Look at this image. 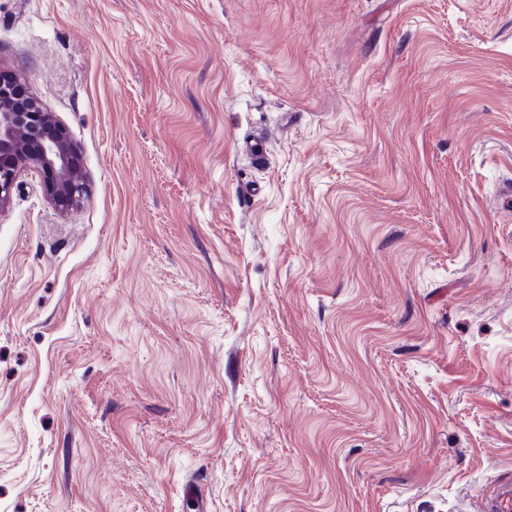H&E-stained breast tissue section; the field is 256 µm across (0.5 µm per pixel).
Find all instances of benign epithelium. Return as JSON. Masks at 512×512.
Here are the masks:
<instances>
[{
  "label": "benign epithelium",
  "instance_id": "obj_1",
  "mask_svg": "<svg viewBox=\"0 0 512 512\" xmlns=\"http://www.w3.org/2000/svg\"><path fill=\"white\" fill-rule=\"evenodd\" d=\"M35 172L49 201L59 207L80 197L86 174L64 125L32 94L14 98L0 90V213L20 177Z\"/></svg>",
  "mask_w": 512,
  "mask_h": 512
}]
</instances>
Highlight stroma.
<instances>
[{
    "label": "stroma",
    "instance_id": "stroma-1",
    "mask_svg": "<svg viewBox=\"0 0 512 512\" xmlns=\"http://www.w3.org/2000/svg\"><path fill=\"white\" fill-rule=\"evenodd\" d=\"M4 75L86 188L0 214V512L512 480V0H0Z\"/></svg>",
    "mask_w": 512,
    "mask_h": 512
}]
</instances>
